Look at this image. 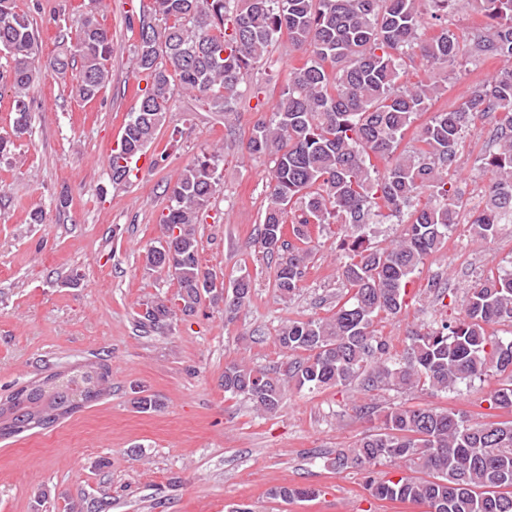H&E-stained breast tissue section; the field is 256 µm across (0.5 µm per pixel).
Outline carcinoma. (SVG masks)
<instances>
[{"label":"carcinoma","instance_id":"obj_1","mask_svg":"<svg viewBox=\"0 0 512 512\" xmlns=\"http://www.w3.org/2000/svg\"><path fill=\"white\" fill-rule=\"evenodd\" d=\"M456 2L152 0L139 16L132 65L149 82L108 159L114 184L127 180L132 160L154 139L175 90L194 94L216 112H235L248 77L282 36L302 57L283 75L270 116L255 122L246 144L249 156L273 163L256 242L278 257L275 290L286 302L300 290L315 249L310 227L337 225L345 291L329 315L279 328L277 344L293 358L275 371L244 361L225 366L224 393L249 401L260 414L276 412L290 385L315 392L357 382L365 391L436 395L491 373L500 382L489 408L512 411V336L488 332L492 325L512 328V268L483 272L467 289L458 315L441 313L408 331L401 353L375 329L380 315L407 310L416 271L460 224L464 193L451 170L466 128L479 116L498 119L493 146L481 157L488 189L468 233L487 241L512 224V66L473 87L458 106L433 113L442 84L402 81L405 57L416 50L444 71L470 50L485 59L512 60V0H482L488 22L469 45L448 31V10ZM429 28L435 32L428 37ZM0 51L10 58L13 133L20 137L30 125L28 97L40 71V44L14 0H0ZM111 56L112 34L90 10L74 31L59 36L49 66L64 76L80 62L73 89L89 102L110 84ZM409 133L413 145L407 149L402 143ZM221 158L217 150L195 158L168 185L169 204L159 224L176 225L179 237L171 256L158 240L144 259L176 281L177 302L144 303L136 325L145 333L164 329L178 311L194 312L202 295L219 288L228 322L251 298L249 273L226 286L200 266L196 224L219 185ZM393 218L405 224L403 236L386 247L372 242L371 226ZM110 389L100 360L22 385L5 397L11 415L0 419V439L46 428ZM137 393L138 411L161 408L156 396ZM376 412L381 424L331 461L336 468L367 471L389 461L409 471L396 481L368 478L373 498L422 503L428 512H512L511 420L473 423L460 412L430 405L365 410ZM316 495L300 486L272 491L284 502ZM110 507L84 498L70 512Z\"/></svg>","mask_w":512,"mask_h":512}]
</instances>
